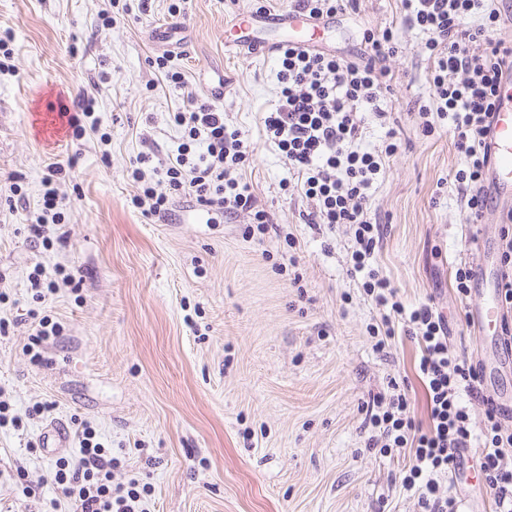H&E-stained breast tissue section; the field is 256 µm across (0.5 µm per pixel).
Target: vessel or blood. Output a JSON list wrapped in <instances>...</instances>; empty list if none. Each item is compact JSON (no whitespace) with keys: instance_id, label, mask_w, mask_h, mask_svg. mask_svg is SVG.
Returning a JSON list of instances; mask_svg holds the SVG:
<instances>
[{"instance_id":"vessel-or-blood-1","label":"vessel or blood","mask_w":512,"mask_h":512,"mask_svg":"<svg viewBox=\"0 0 512 512\" xmlns=\"http://www.w3.org/2000/svg\"><path fill=\"white\" fill-rule=\"evenodd\" d=\"M319 27V22L297 10L263 16L241 15L230 25L235 34L231 44L255 55L269 56L285 45L300 49L314 46L313 34ZM486 141L490 147L488 180L493 202L512 210V73L505 74L501 81ZM474 267L477 281L484 285L483 298L469 309L468 320L483 334L501 323L503 309L498 281L490 280L483 260H476ZM38 440L46 454L55 455L68 448L70 431L64 421L58 420L43 429Z\"/></svg>"}]
</instances>
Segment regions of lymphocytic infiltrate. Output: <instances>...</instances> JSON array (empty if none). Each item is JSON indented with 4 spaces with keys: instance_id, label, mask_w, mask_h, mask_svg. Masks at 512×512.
Here are the masks:
<instances>
[{
    "instance_id": "lymphocytic-infiltrate-1",
    "label": "lymphocytic infiltrate",
    "mask_w": 512,
    "mask_h": 512,
    "mask_svg": "<svg viewBox=\"0 0 512 512\" xmlns=\"http://www.w3.org/2000/svg\"><path fill=\"white\" fill-rule=\"evenodd\" d=\"M399 2L402 24L421 33L418 51L430 63L432 100L418 106V126L428 136L436 120L447 121L459 159L453 184L468 223H476L488 202L487 123L500 79L512 69V40L500 35L503 18L494 0ZM362 43L360 54L350 60L323 50L280 48V95L275 108L261 117L262 132L277 146L296 191L308 203L302 222L352 232L350 272L361 275L362 290L380 313L379 323L368 329L376 349L390 348L400 332L420 347L416 372L425 391L426 423L416 422L407 389L391 383L388 392L366 404L368 448L408 455L401 484L417 493L423 512H455V499L442 491L441 482L460 468L472 440H479L495 512H512V427L496 401L484 396L479 364L452 345L448 321L434 302L406 307L389 279L372 266L387 227L371 210L370 190L399 148L397 131L389 126L392 115L383 107L393 79L388 61L399 51L398 30L364 29ZM156 64L167 82L188 92V109L173 115L184 141L162 160L161 182L147 176L149 156L132 162L129 173L140 184L134 206L145 217L164 221L173 197L185 196L202 207L247 214L246 235L263 238L272 219L243 176L252 157L247 135L225 124L223 109L189 92L184 72L168 69L161 57ZM369 118L389 127L381 148L373 151L359 144ZM199 140L206 151L196 156L191 144ZM25 320L31 329L26 349L33 363H42L43 350L61 336L63 326L35 309ZM471 398L482 402L481 422L472 419ZM74 434L78 459H59L46 475L72 512H138L143 495L138 482L113 485L112 451L95 428L81 421Z\"/></svg>"
}]
</instances>
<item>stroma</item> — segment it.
I'll use <instances>...</instances> for the list:
<instances>
[{"mask_svg":"<svg viewBox=\"0 0 512 512\" xmlns=\"http://www.w3.org/2000/svg\"><path fill=\"white\" fill-rule=\"evenodd\" d=\"M152 0L144 15L111 0H0V37L9 36L11 71H0V394L20 426L0 425V512H68L41 478L54 460L32 452L52 420H86L117 460L113 484H149L146 512H419L402 488L404 456L368 450L364 405L407 379L417 420L425 397L414 371L420 350L402 337L389 353L366 331L379 314L349 273L346 227L316 230L300 219L306 202L284 189L288 169L260 132L262 112L278 99L276 56L225 47L228 22L255 11L254 0ZM113 17L103 25L102 15ZM398 0H360L323 35L327 51H360L364 28L399 22ZM182 23L181 42L158 29ZM403 50L385 104L400 113L398 152L372 190L371 207L388 231L375 267L415 304L433 299L448 318L452 342L472 358L495 355L478 339L468 301L452 288L457 267L471 263L473 235L489 244L488 269L500 268V216L487 210L467 223L452 184L458 159L447 122L422 136L407 105L428 99V63L416 31L401 28ZM168 54L199 98L224 77V120L248 135V181L274 222L263 240L247 238L246 215L175 200L168 222L131 204L139 185L128 174L138 154L176 151L185 111L180 88L154 66ZM96 100L103 131L44 140L35 120L61 99ZM65 171L63 240L43 246L29 226L42 208L52 167ZM24 204L10 207L11 185ZM294 246H287V239ZM296 257L301 287L277 264ZM79 267L83 289L49 296L64 333L34 366L27 325L34 307L27 277ZM50 412L32 415L39 402Z\"/></svg>","mask_w":512,"mask_h":512,"instance_id":"stroma-1","label":"stroma"}]
</instances>
